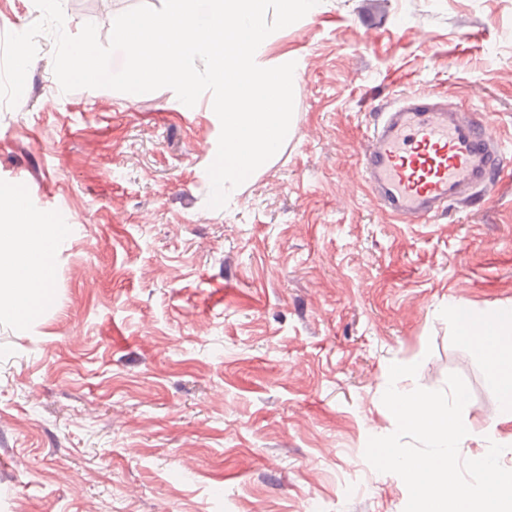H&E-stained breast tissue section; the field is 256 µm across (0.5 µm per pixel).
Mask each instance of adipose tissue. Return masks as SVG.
Segmentation results:
<instances>
[{"instance_id": "ef3b65f1", "label": "adipose tissue", "mask_w": 512, "mask_h": 512, "mask_svg": "<svg viewBox=\"0 0 512 512\" xmlns=\"http://www.w3.org/2000/svg\"><path fill=\"white\" fill-rule=\"evenodd\" d=\"M70 231L69 225L50 219L33 220L17 207H9L0 221V313L14 322L30 320L54 304L53 244Z\"/></svg>"}]
</instances>
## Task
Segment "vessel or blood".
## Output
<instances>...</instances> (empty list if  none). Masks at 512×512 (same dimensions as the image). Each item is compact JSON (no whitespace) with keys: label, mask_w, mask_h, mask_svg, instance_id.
Wrapping results in <instances>:
<instances>
[{"label":"vessel or blood","mask_w":512,"mask_h":512,"mask_svg":"<svg viewBox=\"0 0 512 512\" xmlns=\"http://www.w3.org/2000/svg\"><path fill=\"white\" fill-rule=\"evenodd\" d=\"M490 121L427 91L402 95L379 112L363 146L361 180L394 221L419 224L449 205L490 198L502 163Z\"/></svg>","instance_id":"1"}]
</instances>
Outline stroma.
I'll use <instances>...</instances> for the list:
<instances>
[{"instance_id":"obj_1","label":"stroma","mask_w":512,"mask_h":512,"mask_svg":"<svg viewBox=\"0 0 512 512\" xmlns=\"http://www.w3.org/2000/svg\"><path fill=\"white\" fill-rule=\"evenodd\" d=\"M163 0H62L64 30ZM17 107L0 102V189L67 213L55 304L0 320V512H403L364 458L396 427L397 381L460 375L474 429L499 403L450 341L449 302L512 304V0H320L271 35L296 63L279 153L211 209L220 122L162 88L62 92L41 35ZM428 88L489 116L493 200L419 224L359 177L368 130Z\"/></svg>"}]
</instances>
